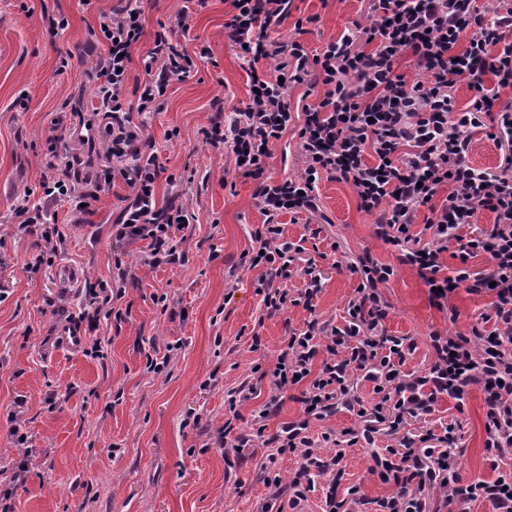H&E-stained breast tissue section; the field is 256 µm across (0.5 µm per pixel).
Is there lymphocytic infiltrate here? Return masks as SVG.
<instances>
[{
    "label": "lymphocytic infiltrate",
    "mask_w": 512,
    "mask_h": 512,
    "mask_svg": "<svg viewBox=\"0 0 512 512\" xmlns=\"http://www.w3.org/2000/svg\"><path fill=\"white\" fill-rule=\"evenodd\" d=\"M293 3L230 0L224 36L240 49L249 102L233 119H216L203 132L212 148L233 159L236 172L256 182L253 198L265 221L252 233L253 245L241 263L259 269L257 291L264 306L273 312L285 309L287 293L275 283L288 278L294 255L302 250L284 239L279 219L318 211L317 185L327 177L349 183L360 208L376 214V238L393 247L401 263L416 268L437 308L447 307L459 290L489 296L495 328L474 323L465 332L432 333L430 368L406 370L416 349L413 338L365 334L387 315L381 290L395 269L363 256L356 267L362 282L348 324L339 328L314 319L292 333L270 373L273 393L258 415L259 426L248 433L224 428L221 444L238 449L265 437L263 423L277 412L283 391L303 382L305 419L269 437L276 448L269 462L286 453L298 459L290 484L270 479L274 496L290 489L302 497L304 481L317 474L327 479L323 512H341L345 452L320 454L307 434L310 418H324L341 406L362 421L349 445L361 442L371 448V475L396 487L372 501L355 496L356 504L373 505L374 512H427L423 492L429 488L442 490L448 512H468L480 499L490 501L495 512H512L511 476L460 482L453 426H445L439 438L443 448L437 452L415 453L410 439L399 436L407 418L432 414L444 397L463 401L475 388L484 400L485 446L496 464H512V98L505 96L512 91V0H499L491 17L477 0H368L365 21L330 38L314 55L298 37L302 21H293L295 37L285 41L278 35ZM143 15L141 0H127L90 30L89 42L100 53L92 68V109L80 119L82 127L100 128L110 139L113 159L134 154L139 162L129 173L107 166L101 176L86 177L83 159L59 156L57 138H49L47 156L61 159L62 167L43 175L37 202L15 210L17 233L37 230L45 242L36 264L57 255L66 243L54 205L77 208L99 200L108 179L117 175L131 193L112 226L116 244L146 241L157 263L180 256L172 229L188 217L176 201L157 203L161 169L156 154L136 153L145 131L132 115L159 110L170 85L189 77L196 58L207 57L209 49L190 53L185 40L192 15L181 10L176 26L159 24L149 36L148 50L137 59L145 77L128 84L136 60L132 52L145 37ZM404 61L410 67L406 73L399 69ZM312 73L323 95L292 111L291 89ZM462 81L474 96L460 109L452 92ZM485 126L489 139L504 151L497 173L471 165L467 157L474 135ZM291 129L304 166L299 175L278 178L268 174L267 164L274 143ZM485 214L493 217L491 228L462 234V227L479 223ZM418 221L429 231V240L414 233ZM446 251L459 260V268L445 270L441 255ZM480 253L487 255L489 271L470 269V259ZM322 349L327 358L317 370L313 360ZM355 372L372 383L373 401L356 395ZM379 434L399 438V446L376 449Z\"/></svg>",
    "instance_id": "lymphocytic-infiltrate-1"
}]
</instances>
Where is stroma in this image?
<instances>
[{"label": "stroma", "mask_w": 512, "mask_h": 512, "mask_svg": "<svg viewBox=\"0 0 512 512\" xmlns=\"http://www.w3.org/2000/svg\"><path fill=\"white\" fill-rule=\"evenodd\" d=\"M120 5L0 0V490L12 488L13 512H256L270 499L261 469L269 450L258 440L238 452L220 447L218 431L227 422L238 431L254 423L272 392L254 368H273L289 330L313 317L344 326L361 282L350 270L359 256L396 267L383 290L389 309L382 328L415 339L411 371L432 364L430 333L468 330L490 299L455 293L458 319L449 321L430 303L416 269L399 264L393 248L375 237L376 216L360 209L351 186L325 178L318 212L280 218L285 239L305 246L281 288L291 294L303 288L300 268L315 252L325 254L317 263L315 309L267 312L256 292L258 270L240 263L264 222L252 199L255 185L234 174L231 158L203 136L217 113L248 102L238 51L224 39L228 0H207L193 18L192 33L209 57L173 82L162 110L133 117L165 170L158 202L174 197L188 211V224L173 230L182 240L180 259L152 264L144 241L117 252L112 226L131 193L117 178L87 210L55 206L67 249L30 272L42 241L36 233H15L12 210L39 190L46 138L61 136V154H80L89 175L107 157L105 137L89 146L63 129L77 125L90 102L88 29ZM365 11L364 0H295L280 34H292L295 18L305 19L301 39L313 52ZM47 12L64 14L68 28L51 34ZM22 96L24 110L15 105ZM98 283L124 289L113 309L91 303L86 290ZM90 315L97 318L91 336L102 343L100 358L57 342L62 325L86 327ZM151 359L164 362L162 373L148 370ZM450 423L464 450L460 479H494L479 390L460 406L441 398L431 415L408 419L404 432L438 434ZM16 427L28 436L24 446L14 444ZM20 459L27 481L16 486L11 478ZM343 464V487L359 486L371 498L391 494L368 473L369 449L346 448Z\"/></svg>", "instance_id": "35a3bbf8"}]
</instances>
